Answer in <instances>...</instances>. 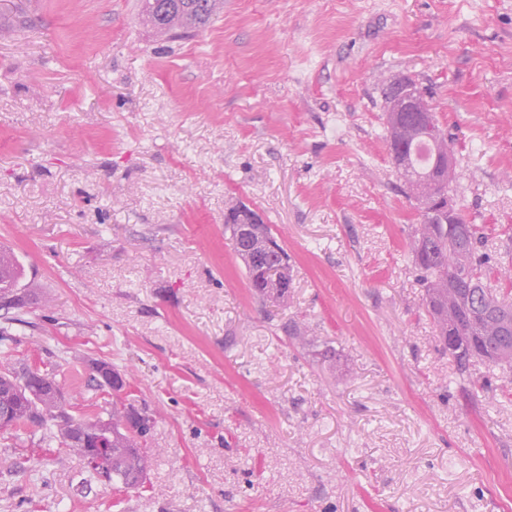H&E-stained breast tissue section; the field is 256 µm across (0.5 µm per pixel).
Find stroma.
<instances>
[{
	"label": "stroma",
	"instance_id": "obj_1",
	"mask_svg": "<svg viewBox=\"0 0 512 512\" xmlns=\"http://www.w3.org/2000/svg\"><path fill=\"white\" fill-rule=\"evenodd\" d=\"M140 0H0V245L41 296L8 352L81 410L107 361L157 423L143 490L81 494L0 433V512H512V372L465 375L422 305L382 92L422 87L455 198L512 261V0H224L168 40ZM246 204L294 269L262 302ZM225 217L224 228L245 268L249 287L262 301H269L280 308L288 306L292 275L288 254L281 241L272 232L270 224L246 205L232 208ZM249 215L253 223H236L234 216ZM257 219H256V218Z\"/></svg>",
	"mask_w": 512,
	"mask_h": 512
}]
</instances>
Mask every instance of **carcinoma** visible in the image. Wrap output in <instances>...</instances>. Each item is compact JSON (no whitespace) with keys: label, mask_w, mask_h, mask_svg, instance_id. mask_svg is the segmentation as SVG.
Listing matches in <instances>:
<instances>
[{"label":"carcinoma","mask_w":512,"mask_h":512,"mask_svg":"<svg viewBox=\"0 0 512 512\" xmlns=\"http://www.w3.org/2000/svg\"><path fill=\"white\" fill-rule=\"evenodd\" d=\"M141 16L153 30L169 39H183L208 27L223 10L224 0H141ZM387 145L394 167L403 176L406 195L418 212L419 227L412 245V262L419 272L427 312L443 341L455 339L449 351L457 370L465 372L477 360L498 368L512 367V272L484 251L481 228L463 213L448 212L454 197L456 166H448V139L437 123L425 127L397 126L386 117ZM225 230L245 268L249 287L263 301L288 306L292 275L281 241L257 213L246 205L231 209ZM25 268L15 252L0 246V342L15 341L14 327L29 326L23 308L35 299L33 290L21 287ZM505 283L498 289L491 277ZM30 367L0 365V404L13 409L7 430L45 427L65 451L80 459L88 448L79 438L83 425L98 429L110 448L106 468L83 466L79 484L89 494L93 484L106 481L118 490L140 489L153 464L140 422L154 426L155 419L124 403L130 387L112 364H92L89 383L112 392V407L105 414H78L66 398L64 385L51 370L43 378L28 379Z\"/></svg>","instance_id":"1"}]
</instances>
